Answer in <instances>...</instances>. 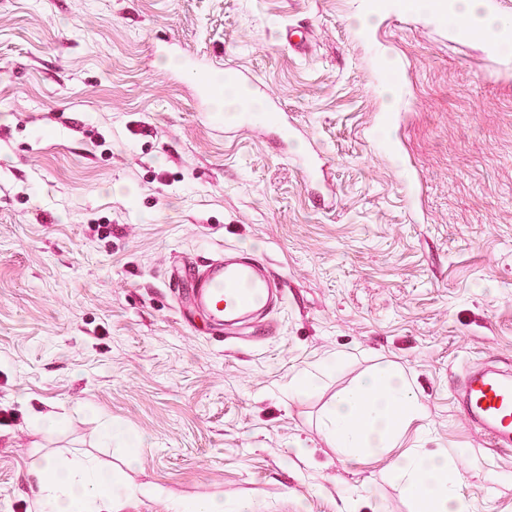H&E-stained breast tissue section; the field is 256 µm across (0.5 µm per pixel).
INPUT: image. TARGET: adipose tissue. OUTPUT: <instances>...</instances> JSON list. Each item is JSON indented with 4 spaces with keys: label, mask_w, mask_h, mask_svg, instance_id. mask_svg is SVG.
<instances>
[{
    "label": "adipose tissue",
    "mask_w": 512,
    "mask_h": 512,
    "mask_svg": "<svg viewBox=\"0 0 512 512\" xmlns=\"http://www.w3.org/2000/svg\"><path fill=\"white\" fill-rule=\"evenodd\" d=\"M423 413L403 375L386 368L337 395L326 430L337 448L355 458L390 447ZM30 475L42 512H107L112 506L110 476L95 461L63 463L43 457L34 462ZM390 476L421 512H468L467 503L456 491L447 454L404 457Z\"/></svg>",
    "instance_id": "obj_1"
}]
</instances>
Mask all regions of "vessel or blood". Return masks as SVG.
<instances>
[{
    "mask_svg": "<svg viewBox=\"0 0 512 512\" xmlns=\"http://www.w3.org/2000/svg\"><path fill=\"white\" fill-rule=\"evenodd\" d=\"M262 261L250 253L237 258H217L204 264L174 268L170 280L187 279L188 295L181 311L184 323L203 313L213 332L238 323L246 314L264 311L276 301ZM463 412L475 423L492 447L512 448V375L493 370L471 372L461 384Z\"/></svg>",
    "mask_w": 512,
    "mask_h": 512,
    "instance_id": "vessel-or-blood-1",
    "label": "vessel or blood"
}]
</instances>
